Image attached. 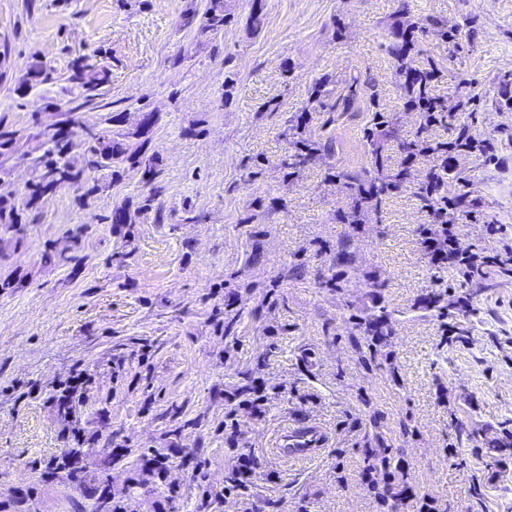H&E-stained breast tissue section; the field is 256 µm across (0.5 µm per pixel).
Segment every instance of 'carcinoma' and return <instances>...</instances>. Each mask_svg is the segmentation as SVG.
Listing matches in <instances>:
<instances>
[{"label": "carcinoma", "instance_id": "obj_1", "mask_svg": "<svg viewBox=\"0 0 512 512\" xmlns=\"http://www.w3.org/2000/svg\"><path fill=\"white\" fill-rule=\"evenodd\" d=\"M232 13L226 0H206L203 11L190 12L184 16V24L196 25V36L213 39L224 33L231 22ZM418 25L409 24L396 34V41L386 47L394 61L396 73L401 80L405 105L418 113L419 123L413 138L399 143L404 154L400 165L392 168L386 165L383 143L393 137L392 119L373 111L371 119L364 127L366 143L369 146V160L366 166L343 175V187L352 200L351 212L347 215L350 224H359L365 213L371 212L381 218L393 194L411 181L414 164L423 156L433 155L437 165L430 169L425 191L417 195L420 207L440 214L442 223L452 225L457 216L472 212L475 205L473 181L459 176L453 164L455 156L469 152L477 142L474 122L458 120L448 111L445 102L436 96L433 85L438 68L431 58L424 59L420 68L412 66L413 59L422 55L415 31ZM109 70L94 64L78 61L71 66L67 82L71 84V98L68 109L60 113L61 121L51 134H40L33 159L35 177L26 188L20 202L0 198V228L18 240L22 235V213L37 206L40 200L54 194L66 184L79 185L83 181L84 170L76 166L74 152L83 151L90 156L89 164L98 170H109L116 176L121 170H137L141 180L159 190L156 182L161 175L157 157L146 155L144 146L149 140L153 127L158 122L154 112L146 113L135 128L114 130L109 124L114 117L105 119L106 127L88 135L77 130L76 114L100 95L102 88L109 83ZM376 98L374 86L360 83L354 78L345 83L336 101L329 108L331 112H352L359 96ZM333 121L328 117L321 128H309L305 117L292 115L285 121L284 135L288 137V157L282 160L288 175L292 176L300 168L315 161L321 153H331L330 140L324 138L323 128ZM447 124L451 137L446 142L430 137V130L438 124ZM23 139V130L8 125L0 119V167L7 160L12 147ZM454 183V192H444L448 183ZM151 199L147 198L136 209L128 205L112 212L111 223L131 224L135 217L149 210ZM412 310L433 313L439 318L448 316V306L443 304V295L431 289L425 298L415 302ZM400 311L379 302L361 315H352L348 323L365 337V349L359 350L361 361L367 367L383 369L388 357L383 351L387 338L399 321ZM237 403L224 410V436L231 441L237 433V412L259 413L260 402L264 400L262 389L248 382L235 391ZM367 444L364 448L366 489L379 512H404L413 491L407 481V468L403 464L401 451L384 446V438L376 417L367 422ZM229 452L237 458V464L224 471V495L234 496L248 505V512H281L279 500L267 499L257 505L250 481L258 459L250 448H231ZM147 475L163 477L170 464L168 454L155 448L147 458ZM100 504L97 512H128L125 500L110 495L107 488L100 490Z\"/></svg>", "mask_w": 512, "mask_h": 512}]
</instances>
